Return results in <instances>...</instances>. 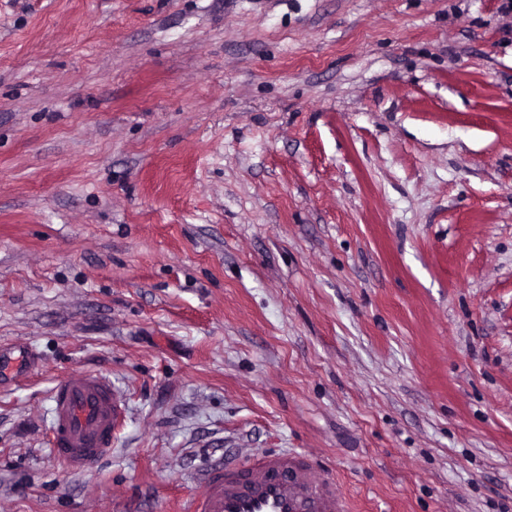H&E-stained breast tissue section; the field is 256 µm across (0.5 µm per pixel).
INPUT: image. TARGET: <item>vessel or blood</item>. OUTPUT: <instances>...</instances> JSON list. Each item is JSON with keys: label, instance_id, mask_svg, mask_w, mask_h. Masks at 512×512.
Returning a JSON list of instances; mask_svg holds the SVG:
<instances>
[{"label": "vessel or blood", "instance_id": "1", "mask_svg": "<svg viewBox=\"0 0 512 512\" xmlns=\"http://www.w3.org/2000/svg\"><path fill=\"white\" fill-rule=\"evenodd\" d=\"M31 349L0 346V376L36 369ZM51 453L80 472L112 450V433L123 409L110 379L87 371L72 373L51 390ZM349 500L329 479L319 477L308 456L259 453L241 462L214 465L203 492L187 499L182 512H351Z\"/></svg>", "mask_w": 512, "mask_h": 512}]
</instances>
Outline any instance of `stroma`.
<instances>
[{"label":"stroma","instance_id":"obj_1","mask_svg":"<svg viewBox=\"0 0 512 512\" xmlns=\"http://www.w3.org/2000/svg\"><path fill=\"white\" fill-rule=\"evenodd\" d=\"M504 0H0V512H181L289 450L355 512H512ZM76 371L124 409L50 453ZM38 365V360L28 346L18 349L0 346V379L6 371L12 370L14 374L30 373L38 368ZM51 453L81 472L112 451V433L123 416L112 382L99 373H72L51 390Z\"/></svg>","mask_w":512,"mask_h":512}]
</instances>
